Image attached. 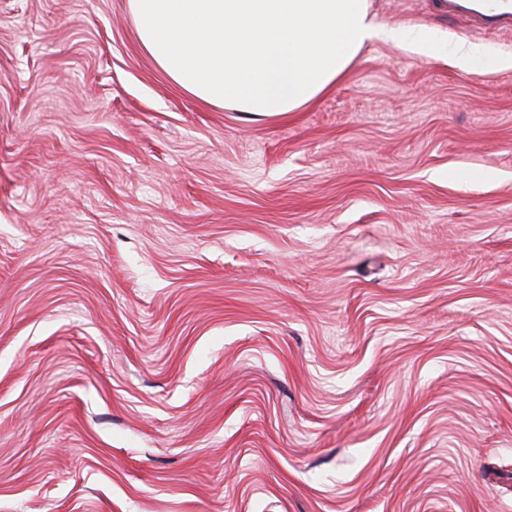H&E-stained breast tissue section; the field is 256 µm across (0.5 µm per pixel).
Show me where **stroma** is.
<instances>
[{"instance_id":"35a3bbf8","label":"stroma","mask_w":512,"mask_h":512,"mask_svg":"<svg viewBox=\"0 0 512 512\" xmlns=\"http://www.w3.org/2000/svg\"><path fill=\"white\" fill-rule=\"evenodd\" d=\"M369 11L262 117L0 0V512H512V33Z\"/></svg>"}]
</instances>
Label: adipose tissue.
<instances>
[{"mask_svg": "<svg viewBox=\"0 0 512 512\" xmlns=\"http://www.w3.org/2000/svg\"><path fill=\"white\" fill-rule=\"evenodd\" d=\"M139 41L199 100L283 116L341 80L359 51L396 42L368 0H129Z\"/></svg>", "mask_w": 512, "mask_h": 512, "instance_id": "obj_1", "label": "adipose tissue"}]
</instances>
